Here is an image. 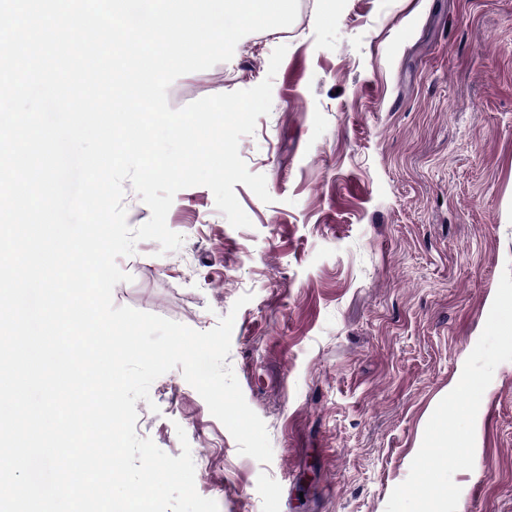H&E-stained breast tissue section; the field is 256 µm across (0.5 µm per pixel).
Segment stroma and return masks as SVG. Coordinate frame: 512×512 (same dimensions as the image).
Returning <instances> with one entry per match:
<instances>
[{
  "instance_id": "stroma-1",
  "label": "stroma",
  "mask_w": 512,
  "mask_h": 512,
  "mask_svg": "<svg viewBox=\"0 0 512 512\" xmlns=\"http://www.w3.org/2000/svg\"><path fill=\"white\" fill-rule=\"evenodd\" d=\"M267 78L271 111L239 154L270 202L235 184L252 222L235 228L207 187L178 191L182 245L138 242L112 298L201 332L234 315L226 362L272 460L239 454L178 368L135 430L174 457L189 443L219 512H385L512 262V0H299L291 26L246 35L168 102ZM475 438L458 512H512V362Z\"/></svg>"
}]
</instances>
